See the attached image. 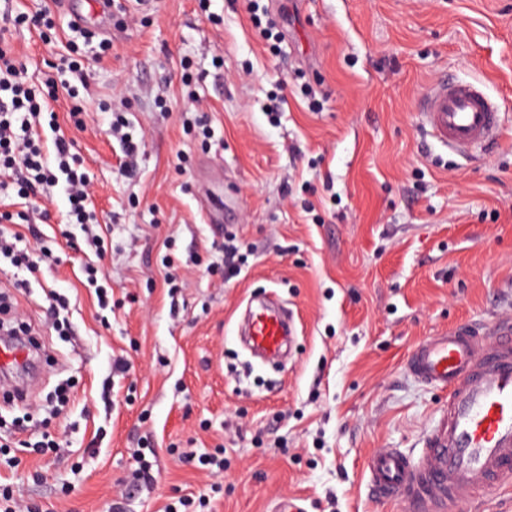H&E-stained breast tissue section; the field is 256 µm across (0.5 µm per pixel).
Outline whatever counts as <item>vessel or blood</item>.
<instances>
[{
	"label": "vessel or blood",
	"mask_w": 512,
	"mask_h": 512,
	"mask_svg": "<svg viewBox=\"0 0 512 512\" xmlns=\"http://www.w3.org/2000/svg\"><path fill=\"white\" fill-rule=\"evenodd\" d=\"M419 116L442 147L470 156L497 141L504 117L497 103L472 82H433ZM292 335L282 309L258 304L245 336L250 347L280 355ZM30 344H0V369L28 364ZM406 371L446 393L448 407L419 457L381 448L364 461L371 495L402 512H457L512 485V317L489 324H458L416 342Z\"/></svg>",
	"instance_id": "obj_1"
}]
</instances>
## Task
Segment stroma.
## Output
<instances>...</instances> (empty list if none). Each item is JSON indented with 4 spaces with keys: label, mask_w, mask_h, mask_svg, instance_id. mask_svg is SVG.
I'll use <instances>...</instances> for the list:
<instances>
[{
    "label": "stroma",
    "mask_w": 512,
    "mask_h": 512,
    "mask_svg": "<svg viewBox=\"0 0 512 512\" xmlns=\"http://www.w3.org/2000/svg\"><path fill=\"white\" fill-rule=\"evenodd\" d=\"M293 3L128 0L100 56L98 38L71 27L86 0H0V17L46 9L54 21L6 33L29 81L80 49L83 110L71 115L65 94L54 110L109 245L98 259L69 228L58 184L32 195L37 231L18 243L36 271L0 259V290L57 357L26 405L0 402V424L21 417L58 442L0 450V491L22 505L107 512L146 438L158 484L132 512L187 494L209 498L197 512H274L284 497L302 512H396L369 494L363 461L419 455L445 405L404 356L439 329L512 317V0ZM444 74L478 82L505 114L474 157L420 123L419 99ZM116 112L145 140L129 171ZM228 238L241 255L230 280ZM48 288L69 300L67 335L51 326ZM267 295L294 316L283 367L238 336ZM64 383L70 401L51 414ZM188 452L223 454V471L186 465Z\"/></svg>",
    "instance_id": "1"
}]
</instances>
